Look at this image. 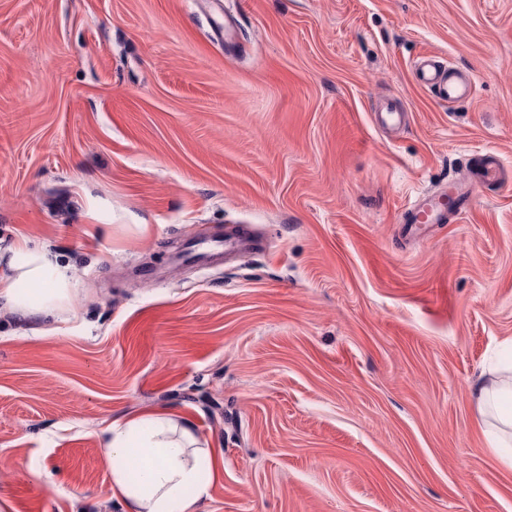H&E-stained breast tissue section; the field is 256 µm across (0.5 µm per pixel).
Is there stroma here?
Here are the masks:
<instances>
[{"mask_svg":"<svg viewBox=\"0 0 512 512\" xmlns=\"http://www.w3.org/2000/svg\"><path fill=\"white\" fill-rule=\"evenodd\" d=\"M487 151L512 173V0H0V277L23 237L74 270L67 311H0L9 512H125L99 431L148 410L209 451L198 512H512L472 396L512 180L398 221ZM416 66L425 87L448 105L469 102L474 98L475 84L469 77H454L449 67L430 57H422Z\"/></svg>","mask_w":512,"mask_h":512,"instance_id":"obj_1","label":"stroma"}]
</instances>
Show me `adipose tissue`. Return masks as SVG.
<instances>
[{
	"mask_svg": "<svg viewBox=\"0 0 512 512\" xmlns=\"http://www.w3.org/2000/svg\"><path fill=\"white\" fill-rule=\"evenodd\" d=\"M17 247L26 255L11 276L0 278V303L25 316L49 315L69 304L72 272L51 251ZM477 408L485 419L487 445L512 465V376L475 389ZM190 423L176 422L166 411H149L112 422L101 442L112 484L126 512H197L211 483L210 470L186 448Z\"/></svg>",
	"mask_w": 512,
	"mask_h": 512,
	"instance_id": "adipose-tissue-1",
	"label": "adipose tissue"
}]
</instances>
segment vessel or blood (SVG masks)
Segmentation results:
<instances>
[{
    "label": "vessel or blood",
    "mask_w": 512,
    "mask_h": 512,
    "mask_svg": "<svg viewBox=\"0 0 512 512\" xmlns=\"http://www.w3.org/2000/svg\"><path fill=\"white\" fill-rule=\"evenodd\" d=\"M421 80L436 98L448 104H461L475 96V84L467 77L453 76L448 68L432 58H421L417 63ZM470 177L455 179L449 184L447 195L439 197L421 194L414 198L402 211L404 224H442L449 214L461 215L469 212L475 203L473 188L479 184L490 185L498 181L502 165L498 155L488 152L479 156L469 167Z\"/></svg>",
    "instance_id": "1"
}]
</instances>
